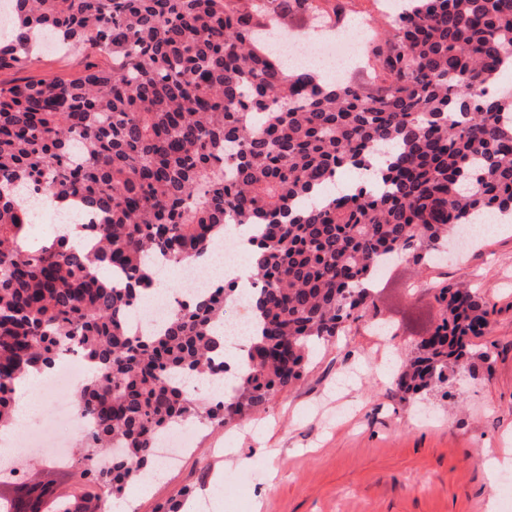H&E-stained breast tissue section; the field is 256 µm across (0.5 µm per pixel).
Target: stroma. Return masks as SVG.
I'll list each match as a JSON object with an SVG mask.
<instances>
[{
	"instance_id": "obj_1",
	"label": "stroma",
	"mask_w": 512,
	"mask_h": 512,
	"mask_svg": "<svg viewBox=\"0 0 512 512\" xmlns=\"http://www.w3.org/2000/svg\"><path fill=\"white\" fill-rule=\"evenodd\" d=\"M462 279L494 308L479 340L492 359L456 375L450 398L403 401L396 362L441 320L431 288ZM379 284L391 335L352 324L266 412L200 429L136 512H502L480 460L512 450V223L460 258L397 262Z\"/></svg>"
}]
</instances>
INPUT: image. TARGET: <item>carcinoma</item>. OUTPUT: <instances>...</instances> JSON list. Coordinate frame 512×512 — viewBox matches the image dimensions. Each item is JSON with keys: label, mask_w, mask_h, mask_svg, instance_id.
Listing matches in <instances>:
<instances>
[{"label": "carcinoma", "mask_w": 512, "mask_h": 512, "mask_svg": "<svg viewBox=\"0 0 512 512\" xmlns=\"http://www.w3.org/2000/svg\"><path fill=\"white\" fill-rule=\"evenodd\" d=\"M12 2L0 71L37 60V30L87 58L74 79L0 84V426L24 366L50 369L71 347L95 366L76 395L93 426L71 465L91 489L55 512H110L177 423L222 427L266 409L317 347L379 316L361 284L381 259L419 263L481 214L512 217V95L491 90L512 62V0H402L375 40L372 89L286 69L252 37L277 18L329 22V0ZM344 170L360 178L327 194ZM22 188L102 214L93 247L64 235L20 247ZM227 224L258 228L254 327L245 372L205 407L171 373L214 370L232 284L187 297L145 338L126 315L154 283L149 258L183 264ZM111 267L126 287L101 275ZM433 298L442 320L397 370L404 400L489 357L474 343L490 324L485 298L463 283ZM114 444L122 454L100 465ZM43 485L0 477V501L27 512L5 490Z\"/></svg>", "instance_id": "obj_1"}]
</instances>
